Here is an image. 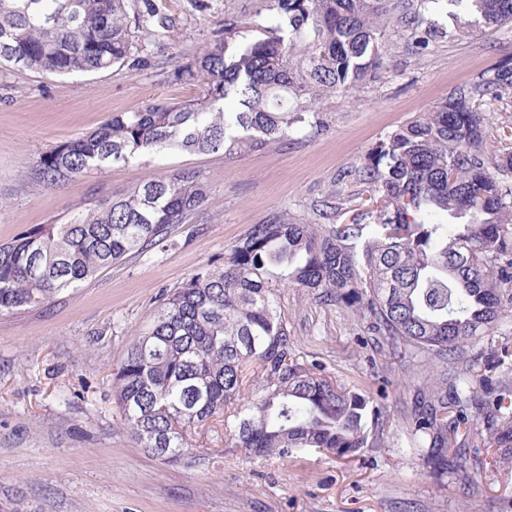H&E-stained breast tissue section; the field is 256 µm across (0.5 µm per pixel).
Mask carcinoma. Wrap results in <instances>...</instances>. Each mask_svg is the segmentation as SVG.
Instances as JSON below:
<instances>
[{"label":"carcinoma","mask_w":512,"mask_h":512,"mask_svg":"<svg viewBox=\"0 0 512 512\" xmlns=\"http://www.w3.org/2000/svg\"><path fill=\"white\" fill-rule=\"evenodd\" d=\"M0 0V62L37 73L142 66L134 30L162 20L154 0ZM278 22L242 46L240 25L206 47L189 104L158 101L112 114L100 129L41 154L30 175L68 185L83 172L169 148L259 151L298 127L322 126L317 100L349 94L382 65L389 27L426 20L405 0H274ZM487 33L512 23V0H449ZM512 90L503 65L456 88L433 110L393 130L355 172L359 190L331 194L317 215L283 212L252 224L224 255L166 295L136 330L112 373L120 426L161 461L194 466L192 431L224 423V448L245 459L311 448L339 459L386 447L390 421L364 387L339 384L296 354L281 315L283 288L367 320L382 350L427 375L412 382L406 422L423 466L440 481L466 456L457 432L512 481L509 342L483 368L463 344L494 335L512 315V151L486 148L481 102ZM206 198L199 175L153 177L65 224H36L0 244V315L43 307L131 253L168 246ZM371 224H333L354 201ZM462 363L448 373V365ZM455 416L448 417V406ZM475 410L470 417L467 409Z\"/></svg>","instance_id":"1"}]
</instances>
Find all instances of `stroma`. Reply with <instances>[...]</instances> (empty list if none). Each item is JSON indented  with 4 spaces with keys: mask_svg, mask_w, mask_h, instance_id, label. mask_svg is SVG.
Here are the masks:
<instances>
[{
    "mask_svg": "<svg viewBox=\"0 0 512 512\" xmlns=\"http://www.w3.org/2000/svg\"><path fill=\"white\" fill-rule=\"evenodd\" d=\"M156 2L161 22L139 35L145 66L61 76L0 66V243L174 170L196 172L208 188L203 207L171 228L167 249L129 257L47 306L0 315V512H512L498 472L474 483L455 472L429 477L405 425L408 374L385 369L364 322L299 288L280 295L298 354L381 396L393 419L387 447L345 461L305 448L245 460L223 452L218 424L197 437V448L216 451L208 462L167 465L135 447L112 400V369L164 292L228 253L250 225L284 211L309 219L332 191H355L348 172L389 132L512 64V24L481 35L467 31L465 14L439 15L442 32L420 53L414 32L400 30L358 91L319 101L324 128L303 127L285 143L230 156L170 149L66 186L31 179L41 153L112 113L196 98L198 86L174 70L195 65L225 18H237L249 40L277 21L272 0ZM484 109L488 150L512 148V90Z\"/></svg>",
    "mask_w": 512,
    "mask_h": 512,
    "instance_id": "stroma-1",
    "label": "stroma"
}]
</instances>
